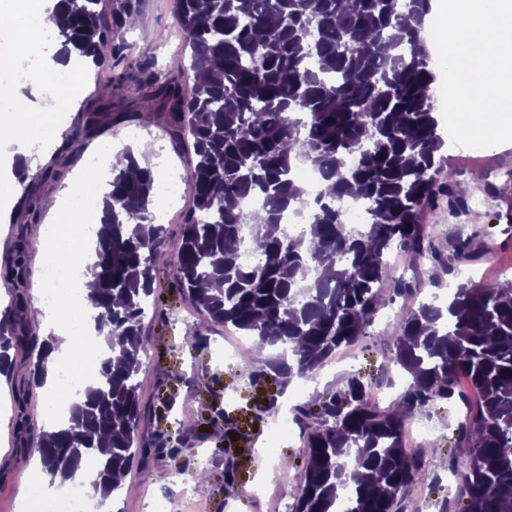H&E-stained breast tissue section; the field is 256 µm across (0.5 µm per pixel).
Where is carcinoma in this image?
<instances>
[{"mask_svg":"<svg viewBox=\"0 0 512 512\" xmlns=\"http://www.w3.org/2000/svg\"><path fill=\"white\" fill-rule=\"evenodd\" d=\"M114 2L108 23L99 0H60L49 20L61 45L110 64L102 45L139 0ZM430 11L431 0H175L194 84L188 92L176 79L160 84L142 117L162 122L176 145L191 136L185 183L192 208L180 237L168 241L151 212V169L129 177L128 147L112 165L87 267L108 354L85 400L34 442L51 479L88 478L103 501L122 489L141 418L142 320L160 248L173 250L174 281L207 322L282 348L284 376L303 380L366 335L385 306L390 252L412 266L440 262L425 244L421 211L443 196L463 202L467 189L445 168L439 104L430 94ZM298 164L331 183L329 191L298 186ZM345 200L363 205L368 222L348 224ZM288 211L307 213L300 232L283 224ZM246 232L264 241L252 267L239 261ZM479 254L473 240H460L453 260L466 265ZM208 282L221 288L202 297ZM394 294L402 305L392 360L411 383L382 409L357 375L298 411L307 458L294 512H335L348 487V512H394L397 496L425 477L422 451L406 442L410 421L424 405L451 399L463 379L476 402L451 450L466 460L457 512H512V288L468 280L446 299L420 300L419 289L401 280ZM19 332L17 322L0 320V373L25 368L40 385L58 338L42 340L36 362L18 363L9 350L11 337L24 340ZM87 458L96 461L91 471L82 469Z\"/></svg>","mask_w":512,"mask_h":512,"instance_id":"1","label":"carcinoma"}]
</instances>
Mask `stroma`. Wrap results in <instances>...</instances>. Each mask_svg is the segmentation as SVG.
<instances>
[{"label": "stroma", "instance_id": "obj_1", "mask_svg": "<svg viewBox=\"0 0 512 512\" xmlns=\"http://www.w3.org/2000/svg\"><path fill=\"white\" fill-rule=\"evenodd\" d=\"M140 25L113 33L102 52L112 59L110 68L96 70L82 58H74L73 75L81 91L64 111H56L42 84L21 85V105L29 112L49 113L54 139L27 143L25 169L20 179L10 158L13 144L0 145V178L16 181V194L0 203V318L12 314L16 297L35 302L42 263L37 250L18 256L21 241H38L51 220L45 200H60L82 170L84 153L102 143L117 141L148 159L161 171H185V160L174 148L169 132L161 126L142 125L137 103L149 97L156 80L189 75L190 60L177 50L173 0H140ZM151 35V65L141 63L140 33ZM127 46L123 57L112 58V46ZM112 103L123 115L120 124H90L89 117L101 103ZM140 135L128 138V129ZM448 166L459 182L479 193L468 215L454 219L447 202L427 211L424 222L429 239L441 254L443 265H427L417 274L400 252L388 259L385 291L398 279H417L422 297L446 296L460 281L473 279L494 285L512 278V240L502 234L497 213L512 208V142L490 148L449 146ZM492 244L491 254L465 267L447 270L459 239ZM174 257L163 248L155 261V284L150 310L144 320L149 340L141 357L137 380L143 416L139 423V447L123 480L117 504L119 512H153L157 500L168 503L169 512H287L294 505L303 473L306 448L302 429L289 421L286 432H275L272 422L287 408L325 399L356 375H368L373 402L387 407L389 398L379 390L388 381L405 388L409 377L390 364L396 326L375 318L365 337L336 354L315 380L286 384L273 365L276 350L265 355L267 365L239 355L224 361L215 355L217 345L232 342L223 327L197 332L203 316L175 285ZM47 390L23 374L0 375V512H20L23 492L31 482L47 479L39 454L29 448L30 438L45 422L41 414ZM466 409L462 403L433 401L416 414L426 425V439L409 436L408 444L422 448L427 476L397 500V512H441L443 500H455L457 481L449 479L448 455L452 433ZM206 480H199V470ZM262 496H254L255 485Z\"/></svg>", "mask_w": 512, "mask_h": 512}]
</instances>
